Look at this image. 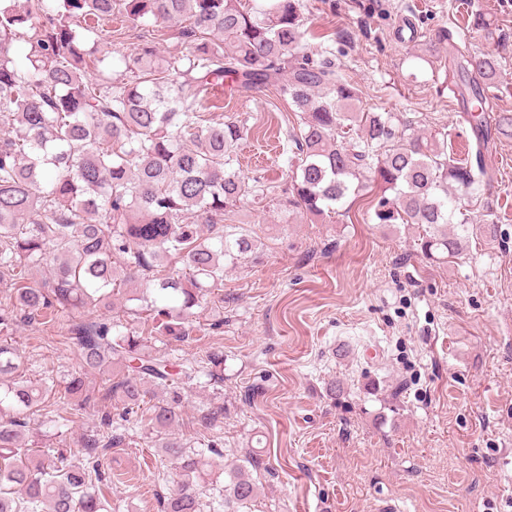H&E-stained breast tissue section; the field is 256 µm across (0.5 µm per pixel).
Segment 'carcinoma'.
I'll use <instances>...</instances> for the list:
<instances>
[{
	"label": "carcinoma",
	"instance_id": "carcinoma-1",
	"mask_svg": "<svg viewBox=\"0 0 512 512\" xmlns=\"http://www.w3.org/2000/svg\"><path fill=\"white\" fill-rule=\"evenodd\" d=\"M114 15L152 20L125 61L128 79L98 46ZM160 25L177 28L190 51L160 55ZM305 33L304 0L250 9L241 0H0V282L12 285V311L0 315V512H111L108 465L134 422L149 426L147 447L179 470L161 512H214L202 451L176 429L186 388L221 381L224 354L187 363L172 344L189 338L192 318L224 285V267L259 248L251 230L226 235L224 213L260 186L237 171L241 121L199 111L213 88L228 81L241 98L269 88L289 96L298 121L286 148L295 169L288 212L332 213L371 183L379 223L422 228L430 260L463 256L474 225L458 217L456 192L490 182L483 151L512 132V116L493 126L482 117L497 58L473 63L456 48L476 143L475 155L460 159L448 152L446 127L425 132L392 112L354 111L358 88L329 47L306 51ZM16 43L28 47L22 63ZM41 268L48 275L30 281ZM121 291L151 326L112 315ZM19 323L66 328L84 373L109 367L110 375L97 389L81 375L31 384L8 342ZM101 400L109 410L81 437L84 462L27 439L38 412L65 406L43 434L56 439ZM199 423L221 426L224 404L202 411ZM258 468L250 455L229 469L222 512L255 498Z\"/></svg>",
	"mask_w": 512,
	"mask_h": 512
}]
</instances>
